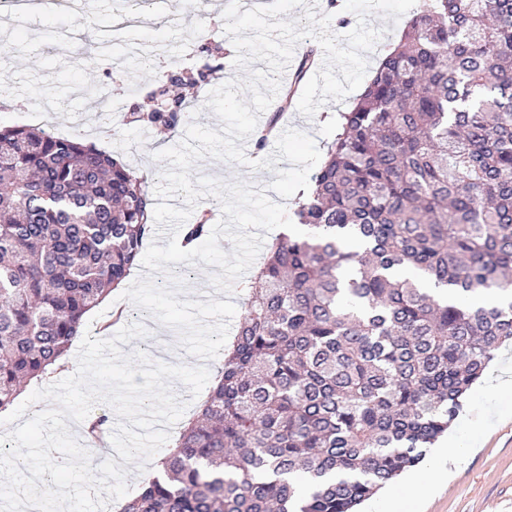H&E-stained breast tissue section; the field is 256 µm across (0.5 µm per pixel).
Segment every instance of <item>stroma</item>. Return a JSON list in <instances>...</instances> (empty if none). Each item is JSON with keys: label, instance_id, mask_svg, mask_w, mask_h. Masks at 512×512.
Wrapping results in <instances>:
<instances>
[{"label": "stroma", "instance_id": "stroma-1", "mask_svg": "<svg viewBox=\"0 0 512 512\" xmlns=\"http://www.w3.org/2000/svg\"><path fill=\"white\" fill-rule=\"evenodd\" d=\"M172 2L171 9L147 10L136 25L120 31L113 28L112 15L117 9L134 7V0H81L77 9L55 10L24 21L13 14L5 16L0 21V81L11 85L25 109L0 106V125L26 124L25 110L37 112L44 100H54L55 112L37 117L31 121L34 126L57 127L64 137L81 134L85 142L111 151L137 173L148 175L149 187H156L170 163L155 160V153L177 145L184 134L125 121L131 94L145 95L162 77L161 70L139 71L133 62L143 53L183 59L210 30L223 33L222 13L230 0ZM222 42L218 61L224 69L217 77L221 84L241 75L233 66L230 36L223 33ZM352 103L349 97L327 102L311 118L289 110L287 126L324 145L335 133L334 126L325 122L327 113L347 111ZM192 174L224 182L240 179L256 186L274 180L268 171L209 157L199 161ZM133 321L147 326L151 318L147 310L136 309L115 293L86 315L84 327L92 337L106 339ZM507 374L512 375L510 344L497 352L486 374L469 390L450 426L460 445L479 443V452L454 481L426 498L424 512H512V393L494 397L486 390Z\"/></svg>", "mask_w": 512, "mask_h": 512}]
</instances>
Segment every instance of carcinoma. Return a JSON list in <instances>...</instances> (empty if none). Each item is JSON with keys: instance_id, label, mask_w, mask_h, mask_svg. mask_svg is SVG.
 I'll list each match as a JSON object with an SVG mask.
<instances>
[{"instance_id": "obj_1", "label": "carcinoma", "mask_w": 512, "mask_h": 512, "mask_svg": "<svg viewBox=\"0 0 512 512\" xmlns=\"http://www.w3.org/2000/svg\"><path fill=\"white\" fill-rule=\"evenodd\" d=\"M315 64L305 48L256 150ZM220 69L167 72L133 119L176 131L173 90ZM153 212L112 153L0 128V411L127 282ZM295 216L306 235L272 244L218 385L122 512H356L448 430L512 340V0H422Z\"/></svg>"}]
</instances>
